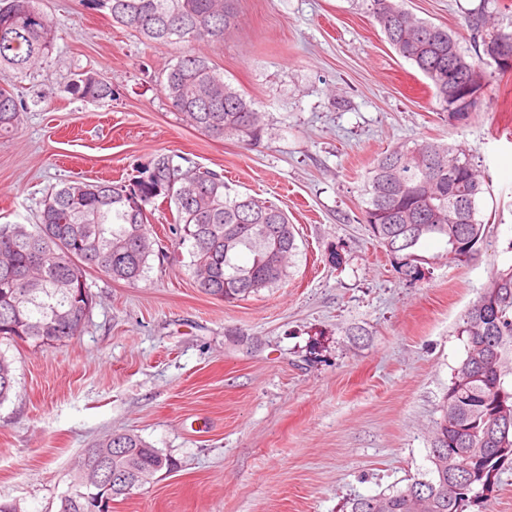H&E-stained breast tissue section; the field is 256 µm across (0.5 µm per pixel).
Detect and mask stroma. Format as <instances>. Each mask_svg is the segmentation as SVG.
I'll list each match as a JSON object with an SVG mask.
<instances>
[{"instance_id":"stroma-1","label":"stroma","mask_w":512,"mask_h":512,"mask_svg":"<svg viewBox=\"0 0 512 512\" xmlns=\"http://www.w3.org/2000/svg\"><path fill=\"white\" fill-rule=\"evenodd\" d=\"M476 2L406 6L458 32ZM235 6L232 33L202 51L271 123V140L253 149L184 125L159 86L173 47L81 0H43L52 53L27 74L0 72L27 106L0 138V226L35 224L63 180L134 176L165 153L283 208L298 245L287 280L227 302L197 288L162 205L149 217L161 253L146 280L89 270L96 304L78 336L57 348L0 345L16 378L0 404V502L21 512H58L78 455L112 433L178 462L112 512H343L430 467L437 407L465 354L459 320L512 265V73L489 84L484 112L452 125L353 0ZM87 69L111 80L113 99L68 92ZM406 139L466 148L489 184L480 217L493 240L461 264L444 240L423 241L416 280L362 217L375 159Z\"/></svg>"}]
</instances>
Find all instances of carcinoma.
<instances>
[{
  "label": "carcinoma",
  "mask_w": 512,
  "mask_h": 512,
  "mask_svg": "<svg viewBox=\"0 0 512 512\" xmlns=\"http://www.w3.org/2000/svg\"><path fill=\"white\" fill-rule=\"evenodd\" d=\"M393 50L411 62L433 87L439 109L452 112L448 67L461 49L443 26L420 19L403 0H357ZM85 9L108 15L112 24L151 42L184 47L159 78L170 106L187 126L213 139H235L257 147L269 126L252 100L224 79L195 43H221L235 26V0H82ZM512 7L503 0H479L464 12L473 53L470 72L483 84L469 115L484 109L492 73L478 49L508 32L491 17ZM56 31L42 0H0V69L26 73L52 52ZM74 96L93 102L113 97L112 82L86 70L69 85ZM24 106L0 88V136L18 129ZM485 182L472 157L436 140H404L386 150L370 169L364 188L363 222L411 279L421 277L415 253L430 237L445 240L448 259L466 262L491 245V225L477 219ZM174 205L173 234L188 247L199 290L226 301L273 288L288 276L297 244L288 214L274 204L235 192L211 169L176 164L156 155L131 179L65 180L45 196L38 223L0 228V344L43 349L65 345L81 330L78 304L94 303L87 268L115 281L146 279L154 255L143 213L158 200ZM250 254L240 263L241 253ZM465 356L440 405L431 440L432 467L388 494L360 496L347 512H465L487 501L499 475L512 465V266L494 273L461 317ZM15 388L13 362L0 354V404ZM113 452L101 461L88 448L75 462L71 492L59 512H90L81 488L103 468L126 474L110 487L112 500L144 485L140 475L166 474L175 461L134 434H113L97 444Z\"/></svg>",
  "instance_id": "obj_1"
}]
</instances>
